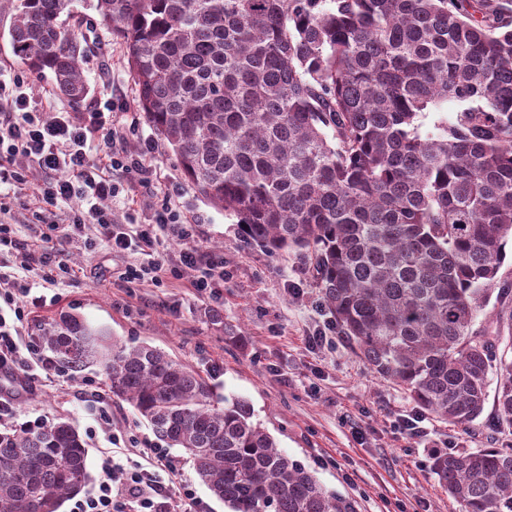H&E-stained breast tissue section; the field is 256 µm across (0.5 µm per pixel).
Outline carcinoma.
Instances as JSON below:
<instances>
[{
  "instance_id": "cac0c4a2",
  "label": "carcinoma",
  "mask_w": 512,
  "mask_h": 512,
  "mask_svg": "<svg viewBox=\"0 0 512 512\" xmlns=\"http://www.w3.org/2000/svg\"><path fill=\"white\" fill-rule=\"evenodd\" d=\"M75 0H15L9 42L71 101L89 92ZM124 47L145 122L246 240L298 252L342 335L417 408L469 428L512 358L472 323L512 239V0H94ZM458 105L422 135L420 118ZM33 334L72 372L98 365L229 512H356L278 450L244 399L78 313ZM461 512H512V448L438 454ZM90 480L68 421L0 429V512H59Z\"/></svg>"
}]
</instances>
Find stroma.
Instances as JSON below:
<instances>
[{"label": "stroma", "mask_w": 512, "mask_h": 512, "mask_svg": "<svg viewBox=\"0 0 512 512\" xmlns=\"http://www.w3.org/2000/svg\"><path fill=\"white\" fill-rule=\"evenodd\" d=\"M13 0H0V79H19L33 111L89 112L114 100L124 124V144L135 151L152 144V178L159 195H144L123 173H114L120 193L111 208L118 223L148 222L161 202L197 225L198 247L223 255L226 275L217 297L199 296L189 278L129 284L122 274L140 262L138 251L115 253L86 229L72 240L44 241L48 221H62L64 209L45 203L32 186L10 190L7 219L22 244L37 256L65 253L74 277L57 285L34 280L33 294L45 304L29 308L21 325L34 347L36 320L69 311L121 341L143 342L202 371L221 396L247 400L275 438L280 451L299 461L330 491L357 512H460L431 470L433 453L407 438L394 421L414 413L408 396L376 377L346 341L313 349L308 338L318 328H335L303 260L292 252L269 253L247 244L235 217L205 202L185 179L175 155L144 121L119 40L104 27L90 0H76L74 22L87 36L85 75L90 91L81 103L59 95L47 78H37L15 61L8 41ZM23 389L0 407V427L39 419L71 422L88 447L90 472L103 458L123 467L150 468L145 448L158 441L127 402L112 397L97 366L72 377L62 367L45 372L27 366L15 373ZM424 425L431 441L449 450L508 448L512 430L500 428L493 402H486L476 429L466 432L433 415ZM172 467L162 478L174 501L192 490L207 512H225L199 481L183 449L169 451Z\"/></svg>", "instance_id": "1"}]
</instances>
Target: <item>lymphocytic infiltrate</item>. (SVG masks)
Masks as SVG:
<instances>
[{
  "instance_id": "1",
  "label": "lymphocytic infiltrate",
  "mask_w": 512,
  "mask_h": 512,
  "mask_svg": "<svg viewBox=\"0 0 512 512\" xmlns=\"http://www.w3.org/2000/svg\"><path fill=\"white\" fill-rule=\"evenodd\" d=\"M29 97L20 83L0 80V187L34 184L46 203L67 205L65 224H50L51 232L64 237L81 235L87 225H95L101 241L113 252L138 248L141 262L128 266L122 278L128 283L145 280L162 285L165 276L193 274L191 285L202 296H213L224 284V259L195 247L197 227L184 223L169 205L155 209L145 224H117L107 209L120 187L103 177L102 165L138 178L146 190L154 185L148 178L153 148L128 151L120 132L106 128L100 112L73 115L67 112L49 117L29 110ZM8 208L0 202V257H9L14 267L13 288L5 292L7 308L0 310V373L11 375L22 363L17 338L25 309L41 304L26 278L34 258L20 251L15 229L5 222ZM180 241L177 250L167 249L170 241ZM156 467L124 468L103 460L94 489L75 500L70 512H123L125 499H134L139 512H172V504L158 471L168 464V451H149Z\"/></svg>"
}]
</instances>
